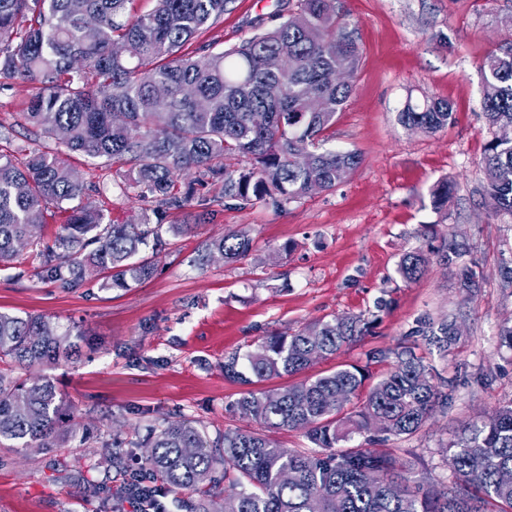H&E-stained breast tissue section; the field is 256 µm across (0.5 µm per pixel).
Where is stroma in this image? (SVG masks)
<instances>
[{"label":"stroma","instance_id":"obj_1","mask_svg":"<svg viewBox=\"0 0 512 512\" xmlns=\"http://www.w3.org/2000/svg\"><path fill=\"white\" fill-rule=\"evenodd\" d=\"M355 26L362 49L353 92L330 128L336 148L355 150L363 163L336 189L276 209L235 208L193 199L168 211L169 224L191 230L168 236L155 258L156 274L129 291L88 282L60 288L31 276L29 264L0 269V311L40 315L89 336L76 360L35 368L50 380L64 407L97 436L121 430L128 440L125 469L108 457L66 440L59 448L0 444V512H102L101 488L139 478L149 426L182 416L208 434L249 428L230 409L244 392L226 380L227 353L255 348L320 319L373 316L366 336L309 368L324 374L343 364L368 366L378 380L391 360L368 363L369 352L406 342L423 315L455 313L464 334L448 354L419 344L423 356L451 383L438 407L410 437L375 433L373 450L436 487L451 485L446 448L459 425L489 417L512 402V351L499 347L498 329L512 321V287L503 269L512 261V221L489 215L478 188L480 162L493 136L481 110L480 66L511 33L502 21L512 0H336ZM276 0H235L234 8L202 34L222 50L256 29L277 25ZM30 89L0 90V151L34 146L21 119ZM448 100L454 120L422 133L404 128L398 114L407 100ZM48 148L89 190L87 199L120 223L138 222L150 201L136 188L97 194L115 168ZM456 183L447 216L433 211L429 190L441 179ZM244 230L256 248L246 258L201 267L197 257L215 238ZM456 233L469 245L468 260L482 278L478 294L463 300L454 268L432 261L416 281L399 278L401 256L434 246V234ZM290 256H280L283 245ZM389 301L376 311L378 297Z\"/></svg>","mask_w":512,"mask_h":512}]
</instances>
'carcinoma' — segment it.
Listing matches in <instances>:
<instances>
[{
	"label": "carcinoma",
	"mask_w": 512,
	"mask_h": 512,
	"mask_svg": "<svg viewBox=\"0 0 512 512\" xmlns=\"http://www.w3.org/2000/svg\"><path fill=\"white\" fill-rule=\"evenodd\" d=\"M130 0H0V88L15 83L31 90L24 122L32 132L90 159L117 166L113 187L140 189L155 203L152 222L116 224L84 201L86 188L51 152L21 147L23 162L0 154V266L32 247L33 276L63 288L97 278L100 287L127 290L149 280L155 265L144 255L166 246L190 224L159 222L163 213L192 201L196 188L215 191L236 205L282 208L317 187L336 188L361 162L356 151L325 147L352 90L361 50L355 27L336 13L335 0H297L272 29L238 46L214 52L192 47L234 0H154L151 11L128 16ZM125 47L112 53V44ZM482 110L491 128L512 126V42L488 55L481 67ZM168 94L155 106L156 88ZM444 99L407 101L398 113L410 130L436 132L453 120ZM481 167L483 205L495 217L512 218V142H488ZM194 171L187 188L181 173ZM455 191L449 180L434 184L432 209L448 211ZM65 214L52 243L37 239L47 217ZM253 239L244 231L212 240L198 255L233 263L248 256ZM456 269L459 290L469 298L480 288L472 266L462 262L464 243L453 235L429 252L409 251L396 273L406 282L428 268L431 254ZM455 317L419 319L413 334L445 354L457 343ZM361 315L318 320L289 336H271L256 348L224 356V376L243 385L296 376L319 359L366 335ZM82 333L61 331L42 316L0 312V440L22 448H57L76 423L44 378H20L13 367L53 365L79 353ZM392 369L355 409L326 407L341 390L360 397L365 369L344 364L284 388L252 389L233 410L268 429L304 432L310 452L281 448L257 431H224L210 437L201 424L169 420L154 432L142 460L145 474L173 490L200 496L189 512H226L216 490L236 502V512H512V402L488 420L460 425L448 444L456 486L438 490L394 473L391 457L360 443L342 445L376 425L410 437L446 400L433 368L415 348L390 351ZM127 439L106 444L112 466L125 465ZM398 482L404 492L393 496ZM134 485L107 489L105 512H117Z\"/></svg>",
	"instance_id": "1"
}]
</instances>
